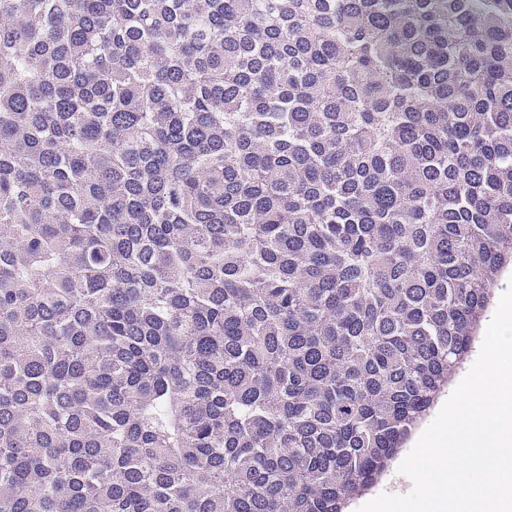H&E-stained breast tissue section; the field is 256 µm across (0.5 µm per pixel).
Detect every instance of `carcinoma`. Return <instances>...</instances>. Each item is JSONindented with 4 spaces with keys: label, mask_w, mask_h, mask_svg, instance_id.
<instances>
[{
    "label": "carcinoma",
    "mask_w": 512,
    "mask_h": 512,
    "mask_svg": "<svg viewBox=\"0 0 512 512\" xmlns=\"http://www.w3.org/2000/svg\"><path fill=\"white\" fill-rule=\"evenodd\" d=\"M512 267V0H0V512H345Z\"/></svg>",
    "instance_id": "cac0c4a2"
}]
</instances>
